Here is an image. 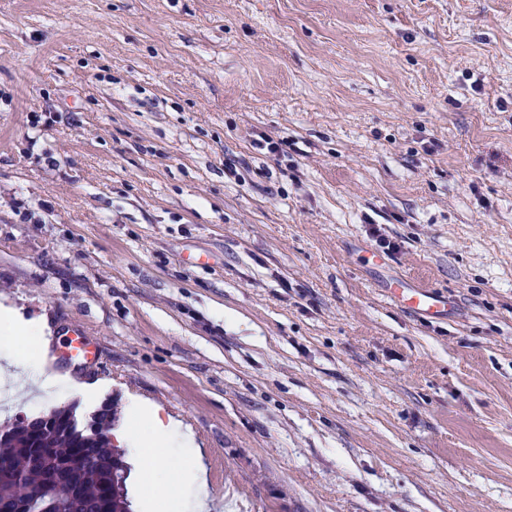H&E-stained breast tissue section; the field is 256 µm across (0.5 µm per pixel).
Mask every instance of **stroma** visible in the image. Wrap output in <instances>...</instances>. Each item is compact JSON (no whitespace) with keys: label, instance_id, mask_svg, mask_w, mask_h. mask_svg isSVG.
Segmentation results:
<instances>
[{"label":"stroma","instance_id":"stroma-1","mask_svg":"<svg viewBox=\"0 0 512 512\" xmlns=\"http://www.w3.org/2000/svg\"><path fill=\"white\" fill-rule=\"evenodd\" d=\"M2 307L209 512H512V0H0ZM391 297L415 313L438 315L445 310L446 301L426 286H408L403 280L389 285ZM127 413L128 419L116 438L127 445L135 460L142 463L140 483L146 503L153 506L158 495L171 492L185 482L183 471L163 458L161 445L190 449L191 453L197 452L198 448L190 436L180 433L171 423L164 424L158 410L144 408L132 400Z\"/></svg>","mask_w":512,"mask_h":512}]
</instances>
